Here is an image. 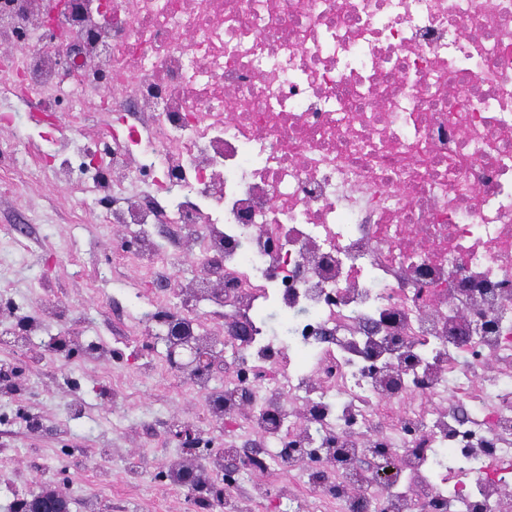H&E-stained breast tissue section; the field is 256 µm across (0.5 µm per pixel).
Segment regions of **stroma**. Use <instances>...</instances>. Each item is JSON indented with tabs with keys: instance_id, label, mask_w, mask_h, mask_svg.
Here are the masks:
<instances>
[{
	"instance_id": "1",
	"label": "stroma",
	"mask_w": 512,
	"mask_h": 512,
	"mask_svg": "<svg viewBox=\"0 0 512 512\" xmlns=\"http://www.w3.org/2000/svg\"><path fill=\"white\" fill-rule=\"evenodd\" d=\"M0 315L14 298L26 316H38L45 300L70 306L52 322L53 336L82 337L85 351L64 357L46 350L39 362L0 342V365L17 367L16 395L0 417V512H12L18 493L54 491L79 504L93 493L103 512H200L187 487L161 479V463L179 449L169 420L191 424L209 444L224 445V430L203 417V398L186 373L168 367L166 346L150 342L135 317L145 302L165 301L124 250V236L103 224L112 201L78 194L53 168L57 157L84 159L79 145L100 129L126 134L131 112L89 109L74 113L50 97L16 86L0 71ZM23 134L40 155L31 163L17 154ZM154 362L162 372H141ZM138 459L145 471L130 484L123 470Z\"/></svg>"
}]
</instances>
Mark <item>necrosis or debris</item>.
I'll return each mask as SVG.
<instances>
[{
    "label": "necrosis or debris",
    "instance_id": "necrosis-or-debris-1",
    "mask_svg": "<svg viewBox=\"0 0 512 512\" xmlns=\"http://www.w3.org/2000/svg\"><path fill=\"white\" fill-rule=\"evenodd\" d=\"M0 0L5 65L83 111L145 112L79 193L174 224L224 313L194 376L232 471L300 512H502L512 485V0ZM76 31L77 76L10 54L5 30ZM158 170L168 206H130ZM288 455H281V448ZM394 475L384 478L385 466Z\"/></svg>",
    "mask_w": 512,
    "mask_h": 512
}]
</instances>
